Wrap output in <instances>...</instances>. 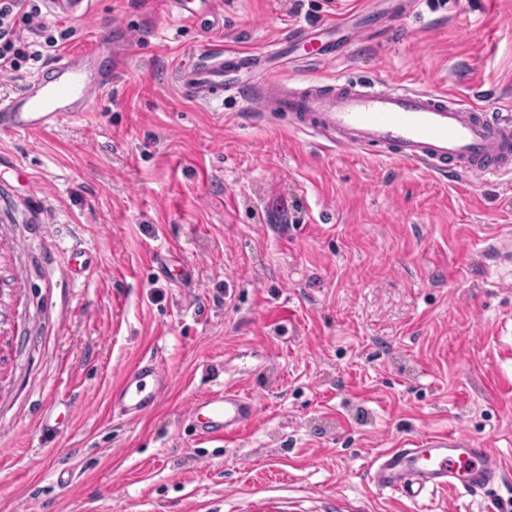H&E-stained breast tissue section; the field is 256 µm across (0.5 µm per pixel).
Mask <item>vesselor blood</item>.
Returning a JSON list of instances; mask_svg holds the SVG:
<instances>
[{"instance_id": "b4317fda", "label": "vessel or blood", "mask_w": 512, "mask_h": 512, "mask_svg": "<svg viewBox=\"0 0 512 512\" xmlns=\"http://www.w3.org/2000/svg\"><path fill=\"white\" fill-rule=\"evenodd\" d=\"M49 14L69 20L87 16L92 0H45ZM283 43L257 56L230 48L201 47L191 63H178L173 78L193 99L210 104L233 99L247 110L272 112L298 132L342 149L368 150L477 186L512 174V116L483 111L467 96L409 88L394 81H352L339 75L291 81L275 61ZM95 50L66 52L0 97V136L61 126L84 117L93 100L107 96L116 71L93 68ZM252 81H242V74ZM170 385L159 363L137 365L118 399L124 415L139 416ZM253 403L239 392H205L188 408L202 435L224 440L253 416ZM370 480L415 498L424 491H477L502 477V464L465 431L435 432L384 450L372 462Z\"/></svg>"}]
</instances>
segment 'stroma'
<instances>
[{
  "instance_id": "35a3bbf8",
  "label": "stroma",
  "mask_w": 512,
  "mask_h": 512,
  "mask_svg": "<svg viewBox=\"0 0 512 512\" xmlns=\"http://www.w3.org/2000/svg\"><path fill=\"white\" fill-rule=\"evenodd\" d=\"M392 7L223 0L202 26L166 0L41 13L74 30L45 60L95 44L120 78L81 120L0 138V512H512V177L469 186L339 149L171 76L202 46L258 55L334 17L355 43L326 62L293 50L285 75L512 108V0ZM78 246L92 263L74 278ZM150 360L169 388L126 417L113 396ZM221 385L256 407L225 441L185 416ZM453 430L498 453L502 480L416 500L371 483L383 450Z\"/></svg>"
}]
</instances>
